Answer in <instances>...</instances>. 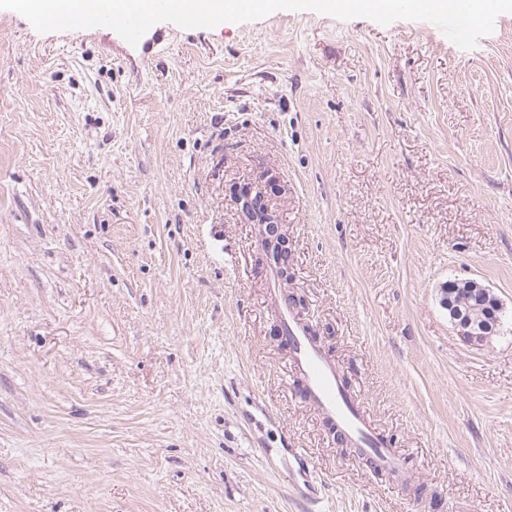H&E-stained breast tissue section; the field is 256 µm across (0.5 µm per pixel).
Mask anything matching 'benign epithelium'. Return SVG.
Masks as SVG:
<instances>
[{
	"mask_svg": "<svg viewBox=\"0 0 512 512\" xmlns=\"http://www.w3.org/2000/svg\"><path fill=\"white\" fill-rule=\"evenodd\" d=\"M274 190L275 180L268 179L242 191L239 195V203L248 220L258 226L261 261L268 264L275 260L281 267L289 262L291 247L288 237L282 232L275 212L269 206L268 196ZM452 325L456 336L470 346L483 345L492 334V330L481 331L461 321L457 316L452 318Z\"/></svg>",
	"mask_w": 512,
	"mask_h": 512,
	"instance_id": "obj_1",
	"label": "benign epithelium"
}]
</instances>
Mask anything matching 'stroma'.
Returning <instances> with one entry per match:
<instances>
[{
  "label": "stroma",
  "mask_w": 512,
  "mask_h": 512,
  "mask_svg": "<svg viewBox=\"0 0 512 512\" xmlns=\"http://www.w3.org/2000/svg\"><path fill=\"white\" fill-rule=\"evenodd\" d=\"M143 77L0 9V512H512V13L278 10ZM391 438L375 473L290 381L243 187ZM476 279L503 327L441 305ZM275 180L268 179L264 184H256L239 195L241 209L248 220L258 226L261 247V261L269 265L275 258L280 268L283 262L288 269L291 247L288 237L282 232L275 212L269 206L268 196L275 190ZM451 290L448 291L446 288L442 290V294L448 291L447 304L442 296V302L447 305L445 308H449L448 312L461 314L478 328L471 327V323L463 322L455 315L451 323L456 336L467 345L482 346L488 336L493 333L489 328L495 326L497 320H500L498 317L502 318V314H494L492 301L482 295L473 294L461 288H458L457 291ZM481 327L489 330L480 331Z\"/></svg>",
  "instance_id": "stroma-1"
}]
</instances>
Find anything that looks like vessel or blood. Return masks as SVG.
Wrapping results in <instances>:
<instances>
[{
  "instance_id": "vessel-or-blood-1",
  "label": "vessel or blood",
  "mask_w": 512,
  "mask_h": 512,
  "mask_svg": "<svg viewBox=\"0 0 512 512\" xmlns=\"http://www.w3.org/2000/svg\"><path fill=\"white\" fill-rule=\"evenodd\" d=\"M165 38L157 28H149L137 45L128 44L120 35L112 37V53L128 62L136 75H143L164 51ZM282 337L291 353L292 374L301 384V397L323 419L329 420L345 441L371 457L376 468L396 470L402 460L392 449L390 441L370 425L361 400L344 389L335 362L315 343L289 306L279 312Z\"/></svg>"
}]
</instances>
